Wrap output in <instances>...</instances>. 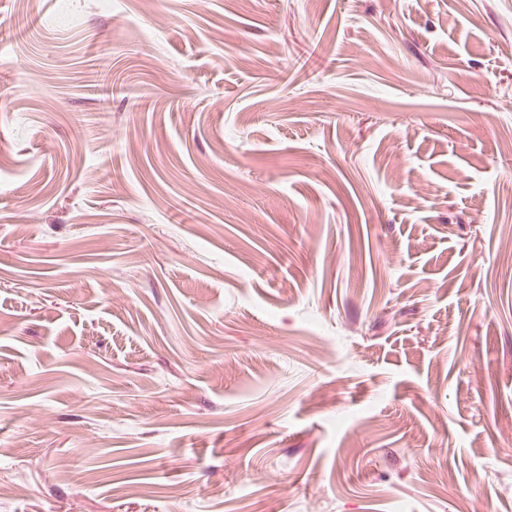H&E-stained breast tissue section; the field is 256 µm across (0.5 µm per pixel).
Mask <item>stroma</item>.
I'll return each mask as SVG.
<instances>
[{
    "mask_svg": "<svg viewBox=\"0 0 512 512\" xmlns=\"http://www.w3.org/2000/svg\"><path fill=\"white\" fill-rule=\"evenodd\" d=\"M506 142L512 0H0V512H512Z\"/></svg>",
    "mask_w": 512,
    "mask_h": 512,
    "instance_id": "obj_1",
    "label": "stroma"
}]
</instances>
